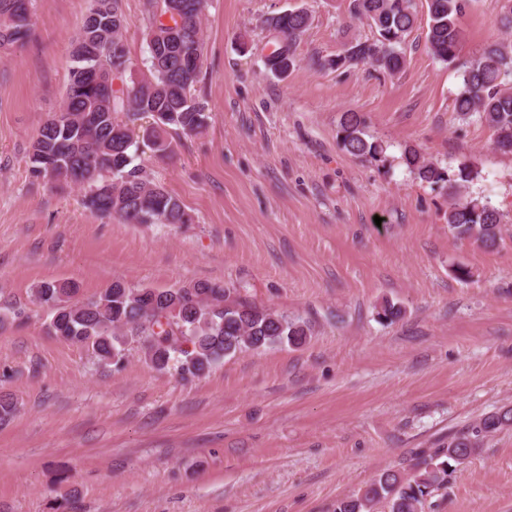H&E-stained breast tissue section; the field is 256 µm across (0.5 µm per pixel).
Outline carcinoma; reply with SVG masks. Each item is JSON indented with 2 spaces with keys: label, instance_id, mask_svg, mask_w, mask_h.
<instances>
[{
  "label": "carcinoma",
  "instance_id": "cac0c4a2",
  "mask_svg": "<svg viewBox=\"0 0 512 512\" xmlns=\"http://www.w3.org/2000/svg\"><path fill=\"white\" fill-rule=\"evenodd\" d=\"M181 26L173 38H159L158 16L147 33V68L130 87H115L131 64L122 43V29H108V17L122 12V0H92L100 5L96 40L86 44L87 31L73 42L70 84L63 101L61 126L45 124L28 156L32 171L84 191V205L92 213L117 215L128 224H186L182 202L132 165L139 143L164 156L172 151L169 131L197 133L207 125L203 102L195 95L202 65V20L207 0H174ZM430 23L426 47L434 58L459 65L462 88L455 110L476 115L492 127L497 146L512 151V41L493 42L459 62L463 32L459 17L470 0H427ZM32 0H0V46L26 39L31 31ZM353 14L374 29L375 38L349 45L342 55L321 66L340 69L347 63L374 65L390 74L405 65L401 45L415 24L413 0H353ZM309 13L279 18L288 61L295 63L293 46L308 29ZM152 122L134 132L142 116ZM342 145L349 154L375 157L383 146L364 136L363 122L347 112L342 122ZM408 166L428 183H468L476 173L461 168L449 173L425 160L414 149L404 152ZM502 215L489 202L463 197L448 209V226L460 237L486 247L495 245ZM73 282H43L34 298L52 310L49 330L80 343L100 363L120 367L131 341L142 345L145 362L160 372H174L181 380L199 378L226 356L288 343L306 342L309 328L301 320L247 303L225 302L226 289L211 281L187 288H130L113 282L97 296L80 300ZM512 425V409L482 417L471 429L448 440V447L421 452L410 472L385 470L359 492L336 502L335 512H375L384 503L389 512H422L424 502L447 482L453 465L468 459L487 435Z\"/></svg>",
  "mask_w": 512,
  "mask_h": 512
}]
</instances>
